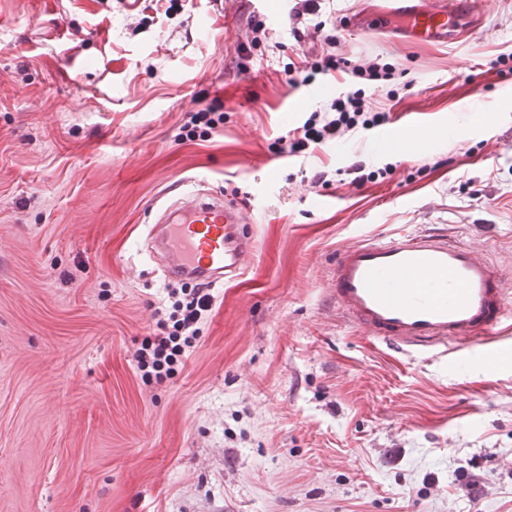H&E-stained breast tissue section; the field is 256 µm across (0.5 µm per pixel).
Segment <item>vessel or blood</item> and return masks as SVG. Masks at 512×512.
<instances>
[{
  "mask_svg": "<svg viewBox=\"0 0 512 512\" xmlns=\"http://www.w3.org/2000/svg\"><path fill=\"white\" fill-rule=\"evenodd\" d=\"M479 0H386L377 15L351 17L353 32L371 36L397 21L408 40L448 44L480 26ZM420 122L383 135L409 156L423 147ZM237 205L187 193L169 205L149 238L166 278L213 286L242 275L252 259L249 234ZM505 273L469 247L405 233L341 247L333 259L331 298L348 323L398 347L444 345L478 335H500L512 317Z\"/></svg>",
  "mask_w": 512,
  "mask_h": 512,
  "instance_id": "b4317fda",
  "label": "vessel or blood"
}]
</instances>
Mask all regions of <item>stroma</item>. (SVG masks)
Returning <instances> with one entry per match:
<instances>
[{
	"mask_svg": "<svg viewBox=\"0 0 512 512\" xmlns=\"http://www.w3.org/2000/svg\"><path fill=\"white\" fill-rule=\"evenodd\" d=\"M362 3L0 0V512H512V334L407 353L329 301L338 248L404 232L467 245L512 293V73L488 66L512 52V0L445 46L349 31ZM319 22L354 62L394 64L371 108L452 136L274 155L345 88L288 83ZM210 105L223 129L173 142ZM355 161L387 173L335 178ZM179 184L245 196L255 257L147 387L132 354L168 281L141 246Z\"/></svg>",
	"mask_w": 512,
	"mask_h": 512,
	"instance_id": "stroma-1",
	"label": "stroma"
}]
</instances>
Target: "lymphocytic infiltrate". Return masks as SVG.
<instances>
[{
	"label": "lymphocytic infiltrate",
	"mask_w": 512,
	"mask_h": 512,
	"mask_svg": "<svg viewBox=\"0 0 512 512\" xmlns=\"http://www.w3.org/2000/svg\"><path fill=\"white\" fill-rule=\"evenodd\" d=\"M315 30L320 34L322 50L304 61L302 66L289 69V84L308 86L317 79L332 78L342 73L347 77V89L323 110L311 112L300 126L289 130L287 136L277 138L271 150L278 155L312 151L355 128L371 131L391 121L388 112L365 110L364 87L393 79L392 68L377 62L366 67L352 64L349 58L336 53L337 34L326 31L321 23ZM213 304V296L199 285L167 290L153 311L154 332L143 337L132 354L135 369L145 386L163 384L184 367L197 345Z\"/></svg>",
	"instance_id": "lymphocytic-infiltrate-1"
}]
</instances>
